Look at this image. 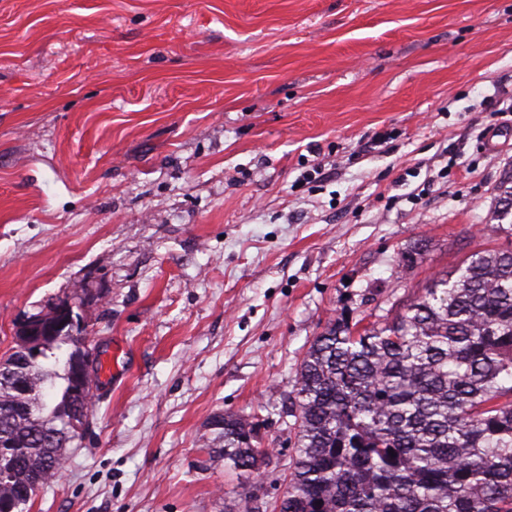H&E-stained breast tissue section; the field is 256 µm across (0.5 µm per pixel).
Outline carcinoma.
Segmentation results:
<instances>
[{"label": "carcinoma", "mask_w": 512, "mask_h": 512, "mask_svg": "<svg viewBox=\"0 0 512 512\" xmlns=\"http://www.w3.org/2000/svg\"><path fill=\"white\" fill-rule=\"evenodd\" d=\"M494 232L512 231V171ZM58 306L0 360V512H26L89 424L99 352ZM295 448L272 512H512V248L472 252L392 319L340 315L309 343L288 394ZM254 415L217 413L213 464L269 458Z\"/></svg>", "instance_id": "carcinoma-1"}]
</instances>
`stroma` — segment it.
Segmentation results:
<instances>
[{"label": "stroma", "mask_w": 512, "mask_h": 512, "mask_svg": "<svg viewBox=\"0 0 512 512\" xmlns=\"http://www.w3.org/2000/svg\"><path fill=\"white\" fill-rule=\"evenodd\" d=\"M507 98L512 0H0V358L64 301L118 356L30 512L273 504L313 337L512 245ZM218 412L259 476L205 465ZM208 427L201 442L211 463L224 461V468L237 471L240 476L259 474L270 451L253 444L259 427L256 415L217 413Z\"/></svg>", "instance_id": "stroma-1"}]
</instances>
